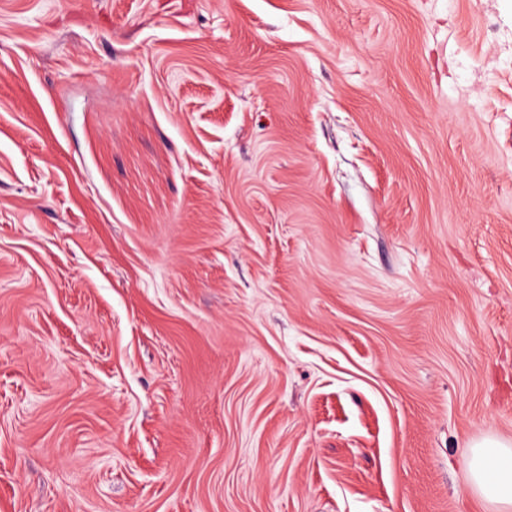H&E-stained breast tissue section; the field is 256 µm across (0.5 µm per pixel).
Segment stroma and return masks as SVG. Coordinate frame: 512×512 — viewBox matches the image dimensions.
<instances>
[{
  "instance_id": "obj_1",
  "label": "stroma",
  "mask_w": 512,
  "mask_h": 512,
  "mask_svg": "<svg viewBox=\"0 0 512 512\" xmlns=\"http://www.w3.org/2000/svg\"><path fill=\"white\" fill-rule=\"evenodd\" d=\"M512 0H0V512H501ZM499 439L473 445L467 468L475 490L486 500L512 507V448Z\"/></svg>"
}]
</instances>
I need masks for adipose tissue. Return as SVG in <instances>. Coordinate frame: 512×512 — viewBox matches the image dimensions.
<instances>
[{
	"mask_svg": "<svg viewBox=\"0 0 512 512\" xmlns=\"http://www.w3.org/2000/svg\"><path fill=\"white\" fill-rule=\"evenodd\" d=\"M467 468L473 487L484 499L512 507V444L499 439L476 443Z\"/></svg>",
	"mask_w": 512,
	"mask_h": 512,
	"instance_id": "1",
	"label": "adipose tissue"
}]
</instances>
